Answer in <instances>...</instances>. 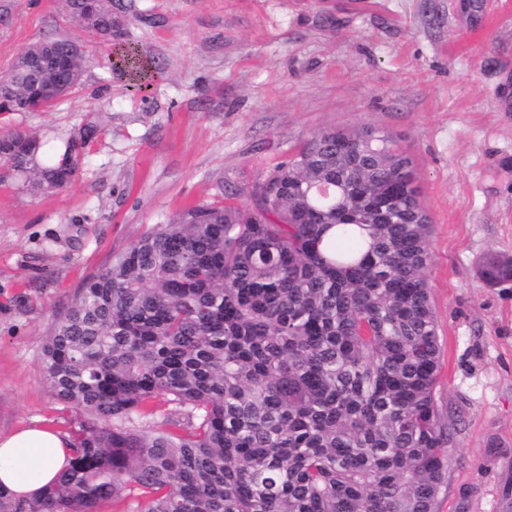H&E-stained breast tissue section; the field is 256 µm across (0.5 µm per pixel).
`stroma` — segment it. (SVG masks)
<instances>
[{
	"label": "stroma",
	"instance_id": "1",
	"mask_svg": "<svg viewBox=\"0 0 512 512\" xmlns=\"http://www.w3.org/2000/svg\"><path fill=\"white\" fill-rule=\"evenodd\" d=\"M105 41L58 0H0V74L30 44L83 50L82 85L38 112H0V134L61 156L99 128L71 181L36 190L0 165V436L64 434L79 413L49 388L42 347L88 278L154 225L242 203L313 134L368 124L398 136L433 225L427 277L453 429L436 512H512V0H112ZM119 43L158 72L112 67ZM479 274L489 286L512 280V257L491 253L480 262Z\"/></svg>",
	"mask_w": 512,
	"mask_h": 512
}]
</instances>
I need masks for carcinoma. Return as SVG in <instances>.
<instances>
[{"label": "carcinoma", "instance_id": "cac0c4a2", "mask_svg": "<svg viewBox=\"0 0 512 512\" xmlns=\"http://www.w3.org/2000/svg\"><path fill=\"white\" fill-rule=\"evenodd\" d=\"M20 63L0 102L25 112ZM113 66L142 81L153 62L127 46ZM29 140L1 134L0 161L58 187ZM430 234L412 159L366 124L312 135L242 205L155 225L47 335L50 388L83 418L55 482L31 501L0 487V512H97L127 489L137 512H435L451 433ZM479 274L512 280V257Z\"/></svg>", "mask_w": 512, "mask_h": 512}]
</instances>
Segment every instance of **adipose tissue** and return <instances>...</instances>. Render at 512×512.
Here are the masks:
<instances>
[{
	"mask_svg": "<svg viewBox=\"0 0 512 512\" xmlns=\"http://www.w3.org/2000/svg\"><path fill=\"white\" fill-rule=\"evenodd\" d=\"M71 454L69 436L45 426H29L0 437V486L30 500L56 477Z\"/></svg>",
	"mask_w": 512,
	"mask_h": 512,
	"instance_id": "ef3b65f1",
	"label": "adipose tissue"
}]
</instances>
